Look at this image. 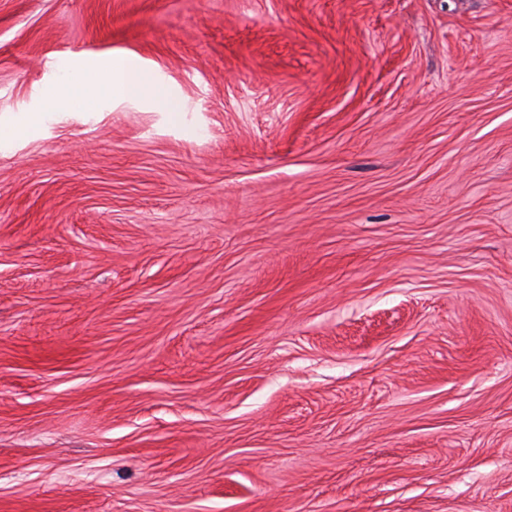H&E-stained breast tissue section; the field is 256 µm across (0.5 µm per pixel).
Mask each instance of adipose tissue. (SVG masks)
Here are the masks:
<instances>
[{"mask_svg": "<svg viewBox=\"0 0 512 512\" xmlns=\"http://www.w3.org/2000/svg\"><path fill=\"white\" fill-rule=\"evenodd\" d=\"M148 100L163 107H170L167 92L144 75L128 77L124 68H117L109 83L87 90L85 82L62 80L56 83L50 106L56 110H66L82 103L90 107L110 100Z\"/></svg>", "mask_w": 512, "mask_h": 512, "instance_id": "1", "label": "adipose tissue"}]
</instances>
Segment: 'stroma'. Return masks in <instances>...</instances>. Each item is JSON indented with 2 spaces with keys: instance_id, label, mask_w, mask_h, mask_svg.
<instances>
[{
  "instance_id": "obj_1",
  "label": "stroma",
  "mask_w": 512,
  "mask_h": 512,
  "mask_svg": "<svg viewBox=\"0 0 512 512\" xmlns=\"http://www.w3.org/2000/svg\"><path fill=\"white\" fill-rule=\"evenodd\" d=\"M0 512H512V0H0ZM91 84L89 81L61 80L56 83L54 93L50 100V107L56 110H68L77 103H84L89 107H95L109 100H148L162 107L169 108L171 100L167 92L156 83L149 81L143 74L138 73L134 78H129L122 67H118L112 80L104 85H95L90 93L85 92V87Z\"/></svg>"
}]
</instances>
